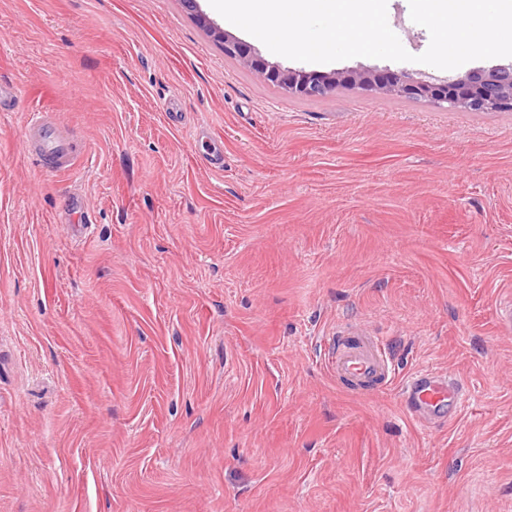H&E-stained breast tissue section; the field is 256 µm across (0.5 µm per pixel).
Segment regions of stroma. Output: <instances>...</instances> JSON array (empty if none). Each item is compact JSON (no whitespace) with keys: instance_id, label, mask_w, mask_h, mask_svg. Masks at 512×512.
I'll list each match as a JSON object with an SVG mask.
<instances>
[{"instance_id":"stroma-1","label":"stroma","mask_w":512,"mask_h":512,"mask_svg":"<svg viewBox=\"0 0 512 512\" xmlns=\"http://www.w3.org/2000/svg\"><path fill=\"white\" fill-rule=\"evenodd\" d=\"M198 3L284 67L449 76L408 0L413 61L318 64ZM1 85L0 512H512V111L288 94L181 0H0ZM42 110L68 170L31 156ZM359 321L463 414L337 385ZM400 392L410 416L419 423H445L465 403L463 387L447 372L415 371L403 381Z\"/></svg>"}]
</instances>
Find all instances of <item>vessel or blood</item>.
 I'll use <instances>...</instances> for the list:
<instances>
[{
	"label": "vessel or blood",
	"mask_w": 512,
	"mask_h": 512,
	"mask_svg": "<svg viewBox=\"0 0 512 512\" xmlns=\"http://www.w3.org/2000/svg\"><path fill=\"white\" fill-rule=\"evenodd\" d=\"M29 130L34 135L31 146L47 171L71 166L72 149L51 114L34 113ZM326 365L337 382L354 391L366 390L377 382L389 385L397 381L396 365L385 338L358 324L337 327L330 339ZM400 384L404 404L419 423H444L465 403L461 384L444 372L419 370Z\"/></svg>",
	"instance_id": "1"
}]
</instances>
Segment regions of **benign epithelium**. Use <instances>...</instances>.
Returning <instances> with one entry per match:
<instances>
[{
	"label": "benign epithelium",
	"mask_w": 512,
	"mask_h": 512,
	"mask_svg": "<svg viewBox=\"0 0 512 512\" xmlns=\"http://www.w3.org/2000/svg\"><path fill=\"white\" fill-rule=\"evenodd\" d=\"M198 17L199 23L224 44V54L239 59L260 79L285 92L310 99L328 96L339 86L413 99H427L472 112H487L512 107V63L470 71L454 79L425 80L406 72L389 69H360L334 72H304L271 64L258 57L223 28L198 12L197 0H182Z\"/></svg>",
	"instance_id": "7a95c632"
}]
</instances>
